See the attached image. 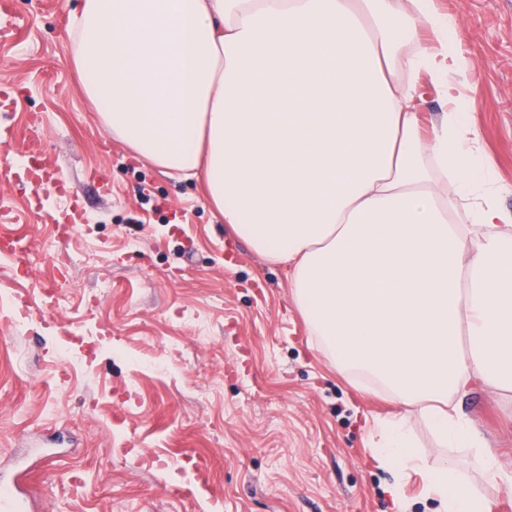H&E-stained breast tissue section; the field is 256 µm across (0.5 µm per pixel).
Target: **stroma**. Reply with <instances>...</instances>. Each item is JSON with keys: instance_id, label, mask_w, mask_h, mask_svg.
Here are the masks:
<instances>
[{"instance_id": "obj_1", "label": "stroma", "mask_w": 512, "mask_h": 512, "mask_svg": "<svg viewBox=\"0 0 512 512\" xmlns=\"http://www.w3.org/2000/svg\"><path fill=\"white\" fill-rule=\"evenodd\" d=\"M453 18L448 39L470 59L458 76L479 149L512 211V0H435ZM20 26L0 35V112L13 161L0 172L1 224L30 252L0 254V295L36 306L23 333L0 308V468L56 432L72 442L34 471L40 512H433L411 475L396 476L371 447L375 419L397 412L359 389L320 350L284 267L225 224L202 180L167 173L108 138L73 62L69 0H14ZM51 156L66 189L32 206L23 169ZM70 238L56 225L72 208ZM79 337L61 365L63 337ZM453 404L512 471V397L477 388ZM429 465L455 463L491 503L464 448L439 447L411 423ZM194 490L184 500L172 490Z\"/></svg>"}]
</instances>
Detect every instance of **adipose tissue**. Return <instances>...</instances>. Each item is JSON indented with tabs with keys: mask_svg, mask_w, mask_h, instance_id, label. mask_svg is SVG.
Here are the masks:
<instances>
[{
	"mask_svg": "<svg viewBox=\"0 0 512 512\" xmlns=\"http://www.w3.org/2000/svg\"><path fill=\"white\" fill-rule=\"evenodd\" d=\"M73 64L104 126L157 167L202 176L211 201L284 265L338 370L396 415L374 423L381 462L421 473L435 512H490L454 467H429L409 424L511 485L453 406L512 393V213L454 78L416 28L445 39L435 0H81ZM452 111L423 130L415 77ZM388 486L400 500L401 486Z\"/></svg>",
	"mask_w": 512,
	"mask_h": 512,
	"instance_id": "adipose-tissue-1",
	"label": "adipose tissue"
}]
</instances>
